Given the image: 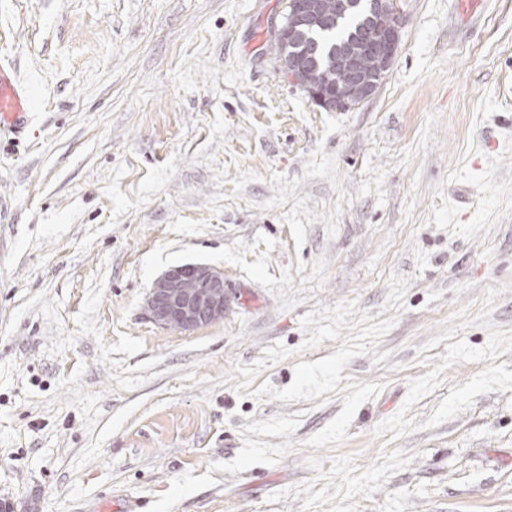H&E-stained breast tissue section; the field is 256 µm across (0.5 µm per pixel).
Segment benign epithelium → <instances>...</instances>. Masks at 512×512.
<instances>
[{
    "instance_id": "benign-epithelium-1",
    "label": "benign epithelium",
    "mask_w": 512,
    "mask_h": 512,
    "mask_svg": "<svg viewBox=\"0 0 512 512\" xmlns=\"http://www.w3.org/2000/svg\"><path fill=\"white\" fill-rule=\"evenodd\" d=\"M397 2L372 0L370 21L361 46L336 57L348 74L346 84L330 87L306 83L303 63L291 55L280 58V71L303 87L316 105L328 111L347 112L359 107L376 93L397 54L401 36ZM330 21L322 0H285V13L274 27L275 40L290 41L303 29L327 25ZM364 55L372 58L377 66V76L365 73L361 62ZM233 300L222 272L204 264L185 263L170 267L154 281L145 309L148 318L159 327L193 331L223 319Z\"/></svg>"
}]
</instances>
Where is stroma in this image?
Wrapping results in <instances>:
<instances>
[{
    "label": "stroma",
    "instance_id": "obj_1",
    "mask_svg": "<svg viewBox=\"0 0 512 512\" xmlns=\"http://www.w3.org/2000/svg\"><path fill=\"white\" fill-rule=\"evenodd\" d=\"M283 0H0V503L512 512V0H400L380 89L315 105ZM223 319L145 315L171 266ZM36 90L20 80L15 70L0 66V139L2 134L18 139L30 120ZM233 300L222 272L185 263L170 267L154 281L145 309L159 327L192 331L223 319Z\"/></svg>",
    "mask_w": 512,
    "mask_h": 512
}]
</instances>
